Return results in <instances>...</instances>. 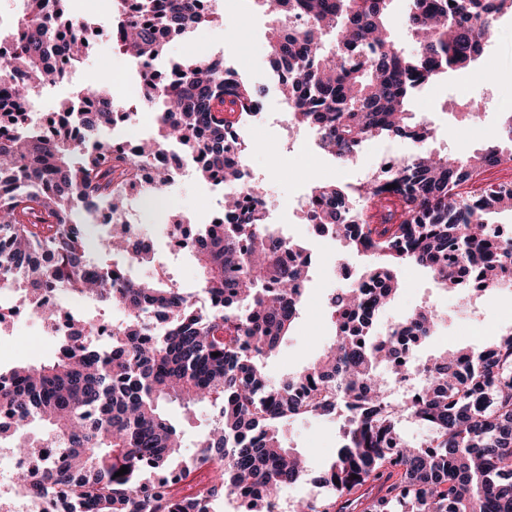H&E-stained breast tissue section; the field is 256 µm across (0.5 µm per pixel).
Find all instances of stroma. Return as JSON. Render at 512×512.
Segmentation results:
<instances>
[{
	"label": "stroma",
	"mask_w": 512,
	"mask_h": 512,
	"mask_svg": "<svg viewBox=\"0 0 512 512\" xmlns=\"http://www.w3.org/2000/svg\"><path fill=\"white\" fill-rule=\"evenodd\" d=\"M230 21L200 25L167 44L166 59L219 58L233 66L239 75L253 86L263 89L266 98H273L276 90L270 66L266 33L273 20L272 13L256 4L255 0H232ZM499 35L487 51L494 55L496 82L485 80L483 62L469 68L449 73L448 76L429 83L414 94L409 109L426 114L433 128L427 142L431 150L440 154L464 156L484 148L501 133L503 113L512 107V13L501 16ZM128 57L114 49L106 39H99L87 60L71 81L63 83L54 94L46 96V106L70 96L79 87L93 85L100 76L115 71H127ZM481 100L483 109L468 117L463 113V101ZM246 155L252 162L253 176L262 180L281 213L283 223L290 229L294 240L304 241L310 234L299 212L294 211L295 201L317 184L344 186L353 183L361 171H372L379 154L391 150L409 155L414 145L399 137H376L367 140L356 158L349 163L337 162L314 146L303 131H296L293 141H285L280 128L266 125L258 133L246 136ZM224 197V189L210 183L182 180L175 183L169 195L170 207L163 210L133 197L131 210L134 222L141 227L148 240L154 244V264L138 267L143 277L164 271L173 282L187 290H194L199 282V269L189 250L171 246L161 239L160 227L169 223L171 214L183 215L188 233H196L199 225L208 223L211 214ZM313 280L310 299L305 302L302 319L278 353L268 360L266 373L271 382H279L288 374L312 362L333 340V333L326 319V297L336 286L334 271L345 263L359 268L361 261L351 255L344 243L335 238L316 242L312 252ZM402 289L393 303L385 310L384 319L403 317L420 308L431 306L447 313L453 323H461L462 310H448L439 288L428 269L410 264L400 270ZM19 336L9 354L0 355V368L9 369L21 363L40 364L54 357L57 340L42 336L41 320L23 321ZM171 417L178 421L182 431L184 455L196 449L199 436L210 426L213 413L208 404H199L192 410L179 405H168ZM339 416H302L290 420L284 438L291 447L307 457V473L282 493L283 505L307 497L315 491V477L329 464L341 442Z\"/></svg>",
	"instance_id": "stroma-1"
}]
</instances>
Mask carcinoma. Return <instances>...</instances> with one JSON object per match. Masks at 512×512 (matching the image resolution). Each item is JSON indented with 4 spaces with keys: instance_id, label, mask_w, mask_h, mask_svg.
<instances>
[{
    "instance_id": "cac0c4a2",
    "label": "carcinoma",
    "mask_w": 512,
    "mask_h": 512,
    "mask_svg": "<svg viewBox=\"0 0 512 512\" xmlns=\"http://www.w3.org/2000/svg\"><path fill=\"white\" fill-rule=\"evenodd\" d=\"M275 16L269 44L273 64L287 70L283 94L288 121L309 129L317 147L341 162L374 137L405 136L414 151L398 169L370 183L317 184L305 197L307 224H318L367 262L354 285L328 300L333 343L310 365L277 384L265 361L290 336L303 310L312 265L286 256L306 249L267 224L266 193L249 186L250 201L226 200L230 221L198 230L192 249L200 287L218 303L197 309L193 294L158 273L147 280H118L117 270L87 258V224L76 204L94 201L111 213L126 210L135 189L129 171L160 145L174 142L196 167L198 179L238 180L239 160L224 141L251 111L260 92L217 62L179 60L167 79L144 74L148 100L160 105L155 136L135 156L112 149L105 128L109 85L76 91L60 102L57 130L43 136L30 102L67 79L44 71L52 33L65 39L74 70L89 53L80 26L66 17L63 0H26L18 24L27 32L0 64V113L15 135L0 139V283L38 299L63 283L103 305L127 312L105 346L90 325L60 342L57 356L0 372V447L41 454L38 442L57 449L39 480L26 472L16 483L29 495L54 492L94 512H212L221 495H233L252 512H283L280 494L304 473L302 454L282 441L288 421L343 410L341 444L317 482L319 498L300 512H512V327L492 343L431 357L426 379L409 404L391 397L383 372L405 376L394 338L406 332L433 336L439 315L423 308L389 323L374 318L400 290L401 265L429 269L442 288L477 281L486 295L512 277V236L488 231L493 215L512 213V182L489 183L483 171L512 163V113H504L500 141L471 155L448 157L426 148L432 130L407 109L423 85L481 57L498 15L512 0H411L405 25L415 42L401 52L390 35L393 0H257ZM141 21L122 28L120 48L149 63L163 56L160 33L185 32L215 20L198 0H134ZM104 247L136 252L151 263L143 242L130 243L126 225L111 224ZM151 310L168 320L155 336L142 321ZM218 356H212V353ZM209 404L213 427L184 458L182 432L166 406ZM426 427L428 440H406L401 421ZM128 472L115 476L121 467ZM205 478L207 489L178 495L172 486Z\"/></svg>"
}]
</instances>
